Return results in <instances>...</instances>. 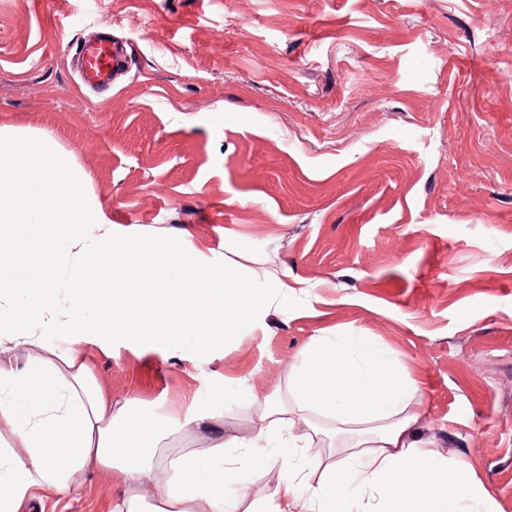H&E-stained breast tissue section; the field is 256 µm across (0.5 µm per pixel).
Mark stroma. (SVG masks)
<instances>
[{"instance_id": "1", "label": "stroma", "mask_w": 512, "mask_h": 512, "mask_svg": "<svg viewBox=\"0 0 512 512\" xmlns=\"http://www.w3.org/2000/svg\"><path fill=\"white\" fill-rule=\"evenodd\" d=\"M128 72L91 93L77 42ZM0 132L85 177L115 235L266 291L206 351L81 348L113 404L183 422L214 397L254 440L245 504L291 466L257 407L321 337L357 333L415 380L418 437L512 512V0H0ZM117 475L29 512H111Z\"/></svg>"}]
</instances>
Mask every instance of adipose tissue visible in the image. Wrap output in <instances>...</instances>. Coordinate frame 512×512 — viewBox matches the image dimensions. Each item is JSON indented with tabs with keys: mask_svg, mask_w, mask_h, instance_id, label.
<instances>
[{
	"mask_svg": "<svg viewBox=\"0 0 512 512\" xmlns=\"http://www.w3.org/2000/svg\"><path fill=\"white\" fill-rule=\"evenodd\" d=\"M99 220L84 201L83 176L63 157L46 144L0 136V512H26L39 491L78 496L90 469L118 476L123 493L113 512H241L251 442L225 434L221 403L193 419L207 448L157 460L180 423L162 426L130 405L113 406L77 343L60 351L45 336L59 329L77 342L191 336L204 349L240 336L263 291L171 249L141 250L129 235L116 247L111 233L91 240L80 232ZM157 266L178 270L179 282H154L149 272ZM61 276L73 282L64 315L53 294ZM106 285L108 306L100 303ZM289 392L288 405H267L264 430L279 447L308 454L269 502L248 512H288L299 496L310 512H348L364 494L369 512H493L491 494L473 474L423 447L420 415L411 408L417 383L367 337L317 339ZM320 416L333 429L319 426ZM313 446L346 454L325 458L310 454ZM313 468L323 474L314 486L307 480Z\"/></svg>",
	"mask_w": 512,
	"mask_h": 512,
	"instance_id": "obj_1",
	"label": "adipose tissue"
}]
</instances>
